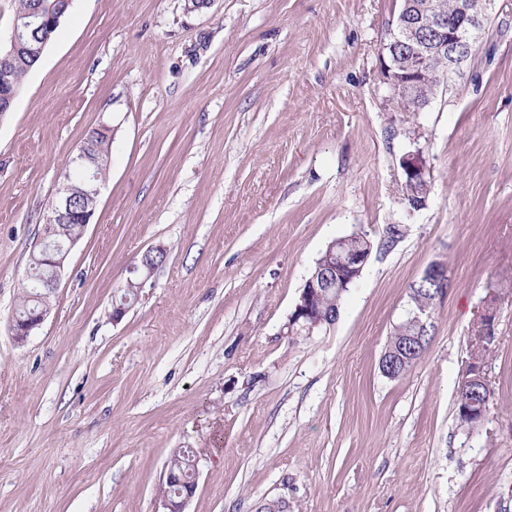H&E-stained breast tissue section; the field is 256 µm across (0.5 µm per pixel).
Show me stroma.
Wrapping results in <instances>:
<instances>
[{"label":"stroma","instance_id":"1","mask_svg":"<svg viewBox=\"0 0 512 512\" xmlns=\"http://www.w3.org/2000/svg\"><path fill=\"white\" fill-rule=\"evenodd\" d=\"M399 0H73L0 116V512H512V12L422 111L387 101ZM112 131L94 221L50 311L10 330L30 253L86 137ZM429 194L406 201L401 157ZM403 234L390 249L386 225ZM375 245L332 325L288 317L332 239ZM167 253L120 321L148 250ZM435 260L450 288L406 376L380 356ZM484 421L455 390L487 302ZM401 168L405 175V189L408 195L410 188L426 177V165L421 151L408 153L401 158ZM49 312V306H44L39 312L26 319L15 317L11 324V332L17 342H24L44 321ZM195 453L190 448H176L174 449L167 461L166 470H171L176 482L173 484L168 483L172 481V474L166 472V479L161 493L167 494L169 497L162 496L164 512H186L185 507L189 500L193 497V491L186 493H179L178 498H170L177 496L178 491H186L195 481Z\"/></svg>","mask_w":512,"mask_h":512}]
</instances>
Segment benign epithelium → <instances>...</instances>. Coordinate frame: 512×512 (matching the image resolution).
Segmentation results:
<instances>
[{"label": "benign epithelium", "mask_w": 512, "mask_h": 512, "mask_svg": "<svg viewBox=\"0 0 512 512\" xmlns=\"http://www.w3.org/2000/svg\"><path fill=\"white\" fill-rule=\"evenodd\" d=\"M497 0H458L456 11L452 15L440 12L433 0H403L402 10L391 24L387 43L384 45L380 82L385 87L387 98L402 104L415 100L420 91L429 84L430 59L434 55L448 57V70L457 69L469 59L468 51L478 42L485 21L495 9ZM60 16L42 17L30 12L15 16L11 31L5 42L0 45V111L9 112L20 93L21 86L13 81L16 59L25 53L40 54L51 41V33L58 28ZM90 142H84L77 154L71 159L68 169L61 177L55 202L50 208L41 242L37 262L50 269L47 279L39 282L45 291H56L60 282L65 260L81 235L56 243L52 237L57 233L58 225L68 223L73 217L80 220V229L91 223L97 206L101 187L105 182L102 176V164L90 153ZM401 168L405 175V189L426 177V165L421 151L408 153L401 158ZM81 173L80 179L72 177V172ZM80 197L85 207L75 213L70 208L73 198ZM347 239L336 244V254L328 264L317 266L301 289L300 303L290 315L287 329H294L300 320L312 318L314 306L322 289L332 285L338 288L351 287L362 275L367 266L371 247L362 249L346 247ZM422 278L435 287V298L445 296L450 287L448 270L440 261L431 262ZM49 312L45 306L39 312L26 319L14 318L11 332L15 340L22 343L44 321ZM495 315L486 311L480 319L481 336L472 346L469 358L462 368L457 386L458 402L469 403L470 395L475 391H485L491 396V388L486 378L487 361L484 349L494 341ZM193 497V492L178 494V498L162 497L165 512H185V507Z\"/></svg>", "instance_id": "7a95c632"}]
</instances>
